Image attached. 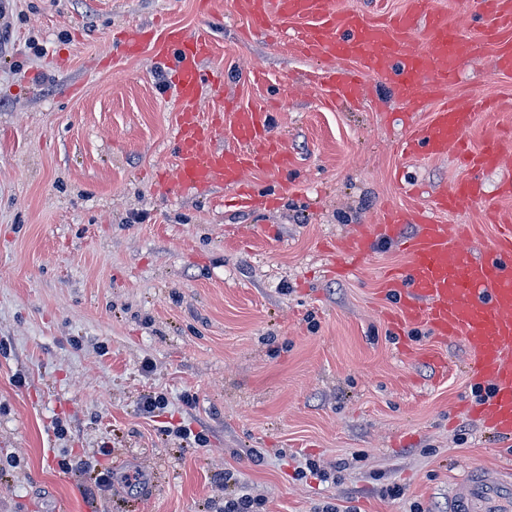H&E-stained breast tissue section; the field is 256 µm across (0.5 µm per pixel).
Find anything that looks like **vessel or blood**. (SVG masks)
Wrapping results in <instances>:
<instances>
[{
	"label": "vessel or blood",
	"mask_w": 512,
	"mask_h": 512,
	"mask_svg": "<svg viewBox=\"0 0 512 512\" xmlns=\"http://www.w3.org/2000/svg\"><path fill=\"white\" fill-rule=\"evenodd\" d=\"M235 5L247 18L249 31L276 44L288 41L297 53L318 62L308 83L324 88L331 102L358 100L362 78L369 75L388 85L410 113H428L426 122L407 124L402 155L438 159L452 152L459 157L466 177L415 213L414 234L402 235L400 216L369 225L349 238L336 270L350 271L378 243H400L409 262L388 271L382 280L385 294L397 300L391 323H422L438 339L462 338L469 377L489 391L465 412L499 438L511 439L512 225H498L492 245L470 257L459 246L469 238V227L443 223L441 217L483 200L480 171L512 163V148L499 137H487L479 149L469 147L462 132L474 123V109L468 101L447 95L461 69L478 60L482 44L495 47L496 71L512 74V0H483L489 23L477 43L451 28L434 0H407L403 11L380 19L338 9L335 0H235ZM282 19L299 21L301 27L285 33L278 25ZM212 50L206 28L189 31L173 25L155 47V58L168 70L179 101L173 126L175 173L159 186L165 193L227 187L253 206L258 199L249 173L286 167L293 158L273 134L271 114L264 107L202 118V101L223 89L218 78L206 77L200 69ZM347 60L353 61V68H344ZM226 138L232 148L223 147ZM448 512H512V469L470 466L449 490Z\"/></svg>",
	"instance_id": "obj_1"
}]
</instances>
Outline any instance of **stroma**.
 Segmentation results:
<instances>
[{
  "label": "stroma",
  "mask_w": 512,
  "mask_h": 512,
  "mask_svg": "<svg viewBox=\"0 0 512 512\" xmlns=\"http://www.w3.org/2000/svg\"><path fill=\"white\" fill-rule=\"evenodd\" d=\"M436 6L479 36L480 0ZM160 22L208 29L202 66L225 96L274 102L293 162L250 179L275 208L160 192L177 102L151 47L120 42ZM246 26L234 0H0V512H224L245 493L259 512H448L470 465L512 466V440L460 410L481 396L463 340L386 317L382 274L406 253L380 245L338 276L325 250L387 207L430 205L463 169L404 159V103L375 81L371 101L328 107L301 80L312 62ZM494 56L448 89L478 114L475 149L512 130ZM510 178L482 172L485 202L446 216L477 225L465 252L495 238L485 203L512 214ZM154 393L165 407L143 414ZM181 424L193 438L171 435ZM80 459L96 470L63 466Z\"/></svg>",
  "instance_id": "stroma-1"
}]
</instances>
